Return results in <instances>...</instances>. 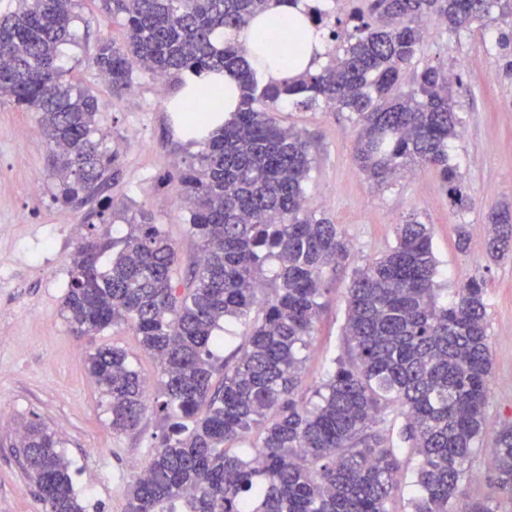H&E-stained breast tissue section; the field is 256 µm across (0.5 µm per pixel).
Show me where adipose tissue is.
I'll return each instance as SVG.
<instances>
[{"label":"adipose tissue","instance_id":"1","mask_svg":"<svg viewBox=\"0 0 512 512\" xmlns=\"http://www.w3.org/2000/svg\"><path fill=\"white\" fill-rule=\"evenodd\" d=\"M267 35L279 38V61L260 70L264 82H283L306 69L318 68L325 60L323 31L308 18L303 0H273L265 12L235 32L234 38L250 48Z\"/></svg>","mask_w":512,"mask_h":512}]
</instances>
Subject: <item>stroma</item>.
Segmentation results:
<instances>
[{"mask_svg":"<svg viewBox=\"0 0 512 512\" xmlns=\"http://www.w3.org/2000/svg\"><path fill=\"white\" fill-rule=\"evenodd\" d=\"M74 30L78 46L65 50L70 79L100 99L101 125L119 150L112 197L129 209L151 210L177 244L182 265L197 254L187 231V205L174 175L185 168L190 145L168 105L176 92L151 76L113 94L91 64L99 41L123 42L120 21L107 19L100 0H80ZM488 29L473 26L460 37L430 28L423 58L460 74L456 99L463 118L453 152L473 205L464 216L452 210L436 174L423 170L377 187L353 158L354 131L347 113L285 109L277 115L312 140L315 163L308 200L352 246L349 266L326 279L327 290L305 352L298 394L311 396L330 359L342 355L345 294L354 268L365 266L395 243V229L412 213L433 229L440 287L455 290L469 278L484 280L491 352L486 418L490 427L464 482L454 512L472 501L497 498L488 466L495 429L512 422V254L492 260L485 218L491 208L512 205V73L488 41ZM38 116L0 105V512H45L10 448L21 424L36 421L56 432L70 463L74 488L86 512H126L127 491L160 444L162 428L146 412L136 429L114 433L105 400L85 370L89 343L73 336L60 316L71 256L92 228L83 213L54 199L52 150L38 130ZM466 223V249L457 247L456 226ZM99 346L126 349L150 388L158 386L151 355L124 325L96 337Z\"/></svg>","mask_w":512,"mask_h":512,"instance_id":"35a3bbf8","label":"stroma"}]
</instances>
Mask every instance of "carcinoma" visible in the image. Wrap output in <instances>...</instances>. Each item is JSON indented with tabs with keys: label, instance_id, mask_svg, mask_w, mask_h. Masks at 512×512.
<instances>
[{
	"label": "carcinoma",
	"instance_id": "cac0c4a2",
	"mask_svg": "<svg viewBox=\"0 0 512 512\" xmlns=\"http://www.w3.org/2000/svg\"><path fill=\"white\" fill-rule=\"evenodd\" d=\"M308 0L311 20L335 43L318 69L265 85L247 50L229 34L263 13L269 0H101L125 27L121 43L100 41L92 63L115 94L139 76L174 89L185 77L227 72L240 91L237 112L197 138L202 110L174 106L190 144L200 146L176 177L189 204L188 233L200 255L181 267L176 243L141 207L106 195L118 161L99 127L102 104L67 78L60 49L75 41L78 0H16L0 16V104L39 114L56 152L55 199L104 224L122 219L118 237L90 234L76 247L60 314L75 336L128 326L157 362L159 395L128 352L95 347L87 370L106 398L114 433L135 429L147 410L163 428L147 474L128 490L127 512H391L401 480L415 496L403 512H449L472 476L487 431L491 368L484 281L471 278L451 303L440 301L432 228L412 216L396 243L353 270L346 296L347 353L302 404L295 390L304 351L322 307L326 277L348 263L349 242L312 208L306 183L313 158L306 134L275 112H347L354 158L382 186L432 169L459 210L464 176L451 155L462 120L455 79L432 63L418 68L427 24L450 36L479 23L495 28V47H512V0H360L347 18ZM259 65L273 46L261 39ZM488 253L512 246V210L487 215ZM247 326L234 361L221 359L224 321ZM260 431L248 455L225 444ZM490 467L512 503V423L495 431ZM41 423L21 425L14 453L47 512H84L58 451Z\"/></svg>",
	"mask_w": 512,
	"mask_h": 512
}]
</instances>
